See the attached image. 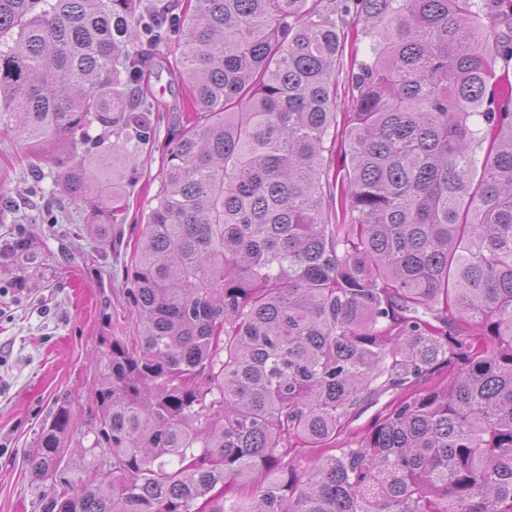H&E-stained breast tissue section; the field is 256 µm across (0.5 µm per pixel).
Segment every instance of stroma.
<instances>
[{
  "instance_id": "1",
  "label": "stroma",
  "mask_w": 512,
  "mask_h": 512,
  "mask_svg": "<svg viewBox=\"0 0 512 512\" xmlns=\"http://www.w3.org/2000/svg\"><path fill=\"white\" fill-rule=\"evenodd\" d=\"M345 51L336 65L337 109L354 108L352 64L369 41L345 19ZM159 103L160 122L152 149L140 154L127 187L128 207L112 226L111 241L87 234L80 213L61 224H40L21 207L0 214V512H39L40 491L23 463L41 423L62 400L73 404L74 422L86 419L90 366L100 337H132L139 320L126 292L125 267L160 188L158 177L169 133L182 116V94L163 67L146 75ZM25 146L0 138V180L14 199L34 185L24 171ZM26 253L8 250L15 236Z\"/></svg>"
}]
</instances>
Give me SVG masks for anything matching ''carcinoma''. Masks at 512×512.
Returning a JSON list of instances; mask_svg holds the SVG:
<instances>
[{"mask_svg":"<svg viewBox=\"0 0 512 512\" xmlns=\"http://www.w3.org/2000/svg\"><path fill=\"white\" fill-rule=\"evenodd\" d=\"M338 13L370 40L342 114ZM168 17L0 0V136L52 180L41 223L112 239L157 132L130 44L192 112L127 268L138 336L100 337L84 427L64 400L28 450L40 512H512V0ZM395 396L396 395L391 392H388L381 395L377 401H369L362 409L359 418L352 423L351 432H357L365 428L370 423L373 416L388 405Z\"/></svg>","mask_w":512,"mask_h":512,"instance_id":"obj_1","label":"carcinoma"}]
</instances>
